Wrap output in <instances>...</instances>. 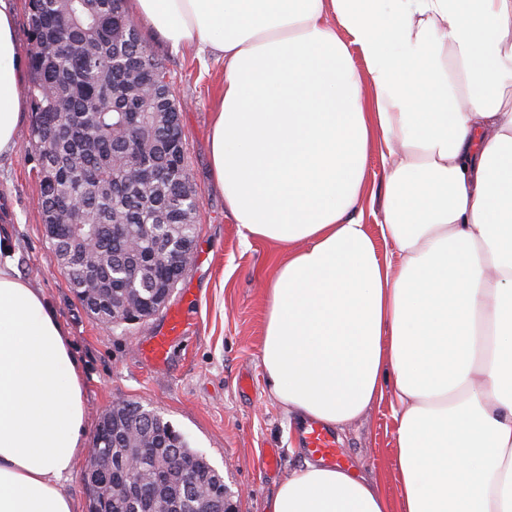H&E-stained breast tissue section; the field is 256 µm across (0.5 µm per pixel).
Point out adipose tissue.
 Here are the masks:
<instances>
[{
    "label": "adipose tissue",
    "mask_w": 512,
    "mask_h": 512,
    "mask_svg": "<svg viewBox=\"0 0 512 512\" xmlns=\"http://www.w3.org/2000/svg\"><path fill=\"white\" fill-rule=\"evenodd\" d=\"M224 64L210 172L243 238L286 252L262 361L289 415L340 428L390 399L401 512H512V0H131ZM23 71L0 0V157ZM385 161L372 239L369 148ZM394 249L379 252L377 242ZM0 231V512H75L84 374ZM270 512H390L316 462Z\"/></svg>",
    "instance_id": "adipose-tissue-1"
}]
</instances>
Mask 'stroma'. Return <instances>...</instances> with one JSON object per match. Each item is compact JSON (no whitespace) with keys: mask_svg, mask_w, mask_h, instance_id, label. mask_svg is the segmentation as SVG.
<instances>
[{"mask_svg":"<svg viewBox=\"0 0 512 512\" xmlns=\"http://www.w3.org/2000/svg\"><path fill=\"white\" fill-rule=\"evenodd\" d=\"M140 35L167 67L200 198L195 257L166 305L167 311H181L182 337L164 365L152 364L146 354L152 336L164 326V313L107 327L73 295L41 220L40 158L30 141L28 107L17 130L16 153L0 158V229L15 237L19 273L43 288L82 363L87 435H94L98 417L114 403L140 402L159 411L206 455L223 475L235 512H267L282 481L309 458L292 438L295 420L269 393L262 363L266 288L286 255L270 242L243 240L209 177L210 104L221 88L223 65L173 49L148 30ZM339 436L345 470L375 478L390 502H398L389 402L375 404ZM271 453L275 463L263 467Z\"/></svg>","mask_w":512,"mask_h":512,"instance_id":"stroma-1","label":"stroma"}]
</instances>
